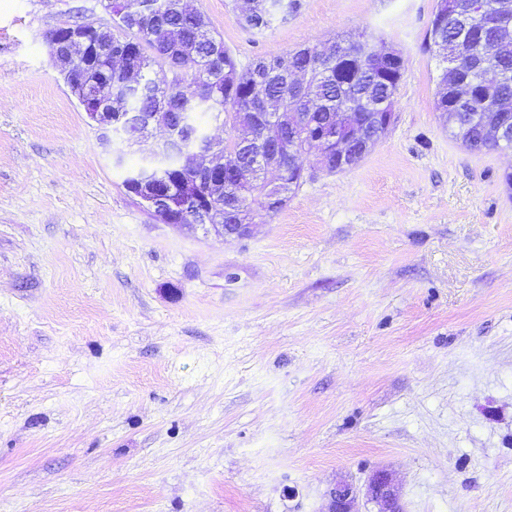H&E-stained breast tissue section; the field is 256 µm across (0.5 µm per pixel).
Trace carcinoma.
I'll return each mask as SVG.
<instances>
[{
    "label": "carcinoma",
    "instance_id": "carcinoma-1",
    "mask_svg": "<svg viewBox=\"0 0 512 512\" xmlns=\"http://www.w3.org/2000/svg\"><path fill=\"white\" fill-rule=\"evenodd\" d=\"M274 13L268 0H245L237 22L250 31L269 27L273 14L297 8V0H278ZM496 0H437L426 34V50L439 66L435 109L451 136L472 152L512 147V139L501 141L496 132L512 128V112H495L500 101L512 102V38L474 23L464 28L461 16L469 6L485 14ZM112 12V103L114 112H184L185 103L197 92L210 102L206 113L224 115V153L236 154L242 181L224 184L223 211L214 224H232L256 212L271 218L300 186L303 155L313 147L316 130L324 128L337 113L363 131L365 140L379 142L385 131L377 126L371 102H392L402 74L384 69L368 55L371 39L358 33L334 41L304 45L284 55L260 58L246 68L213 33L203 14L189 11L183 0H108ZM498 69L497 84L482 91L489 106L479 110L468 102L449 107L443 86L456 78H475L484 60ZM300 69L303 77L293 80L288 69ZM75 77L94 89L102 85L107 62L81 56L73 62ZM140 82V93L122 95L129 76ZM283 103V130L288 151L280 154L279 184L250 182L254 157L269 150L257 128L258 113L267 111L266 100ZM330 173L342 172V153L364 151V140L332 145Z\"/></svg>",
    "mask_w": 512,
    "mask_h": 512
}]
</instances>
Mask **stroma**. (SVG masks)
Masks as SVG:
<instances>
[{
	"instance_id": "obj_1",
	"label": "stroma",
	"mask_w": 512,
	"mask_h": 512,
	"mask_svg": "<svg viewBox=\"0 0 512 512\" xmlns=\"http://www.w3.org/2000/svg\"><path fill=\"white\" fill-rule=\"evenodd\" d=\"M240 67L366 32L396 121L353 169L303 158L245 238L184 233L122 182L49 31L107 0H0V512H512V150L434 110L437 0H298L263 33L188 0ZM373 501L379 507L377 512H403L397 487L391 475L385 470L374 471L364 484L357 488L352 484H338L329 493L326 512H359L360 495Z\"/></svg>"
}]
</instances>
